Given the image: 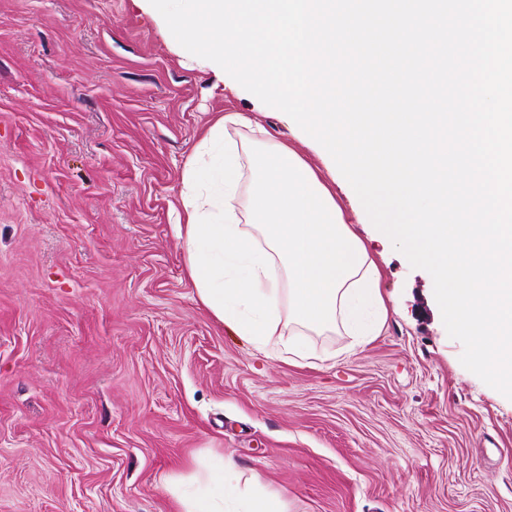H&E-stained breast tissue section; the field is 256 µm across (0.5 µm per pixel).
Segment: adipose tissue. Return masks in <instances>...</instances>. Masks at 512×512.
Returning a JSON list of instances; mask_svg holds the SVG:
<instances>
[{"mask_svg":"<svg viewBox=\"0 0 512 512\" xmlns=\"http://www.w3.org/2000/svg\"><path fill=\"white\" fill-rule=\"evenodd\" d=\"M243 127L246 141L227 138ZM243 213L228 209L242 181ZM185 248L200 302L261 351L306 359V335L344 330L358 343L378 335L386 309L381 272L346 224L335 196L294 148L227 112L211 125L181 175ZM196 473L164 480L179 512H286L272 492L239 497V476L212 468L209 491L193 494Z\"/></svg>","mask_w":512,"mask_h":512,"instance_id":"ef3b65f1","label":"adipose tissue"}]
</instances>
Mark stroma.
<instances>
[{
    "mask_svg": "<svg viewBox=\"0 0 512 512\" xmlns=\"http://www.w3.org/2000/svg\"><path fill=\"white\" fill-rule=\"evenodd\" d=\"M227 112L330 182L382 271L367 344L291 363L198 301L181 173ZM333 170L146 0H0V512H174L165 477L223 456L287 512H512V400Z\"/></svg>",
    "mask_w": 512,
    "mask_h": 512,
    "instance_id": "stroma-1",
    "label": "stroma"
}]
</instances>
